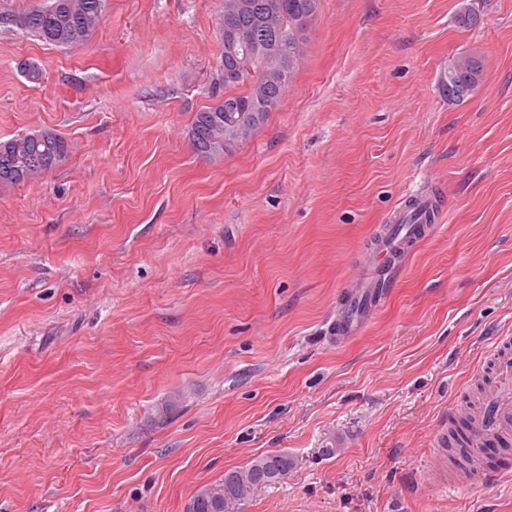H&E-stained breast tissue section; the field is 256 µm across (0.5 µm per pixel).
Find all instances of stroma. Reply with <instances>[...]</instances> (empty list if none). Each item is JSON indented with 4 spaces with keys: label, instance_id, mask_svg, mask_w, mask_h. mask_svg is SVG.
<instances>
[{
    "label": "stroma",
    "instance_id": "35a3bbf8",
    "mask_svg": "<svg viewBox=\"0 0 512 512\" xmlns=\"http://www.w3.org/2000/svg\"><path fill=\"white\" fill-rule=\"evenodd\" d=\"M0 0V140L69 156L0 185V512H186L283 450L231 512H512V478L443 486L437 438L493 336H512V0H319L279 107L217 157L224 0H105L57 48ZM485 66L448 103L457 56ZM39 65V83L21 68ZM441 223L364 331L330 324L389 210ZM166 423L156 412L172 395ZM292 467L288 452L273 450L260 454L243 467L225 471L218 485L197 488L186 512H228L229 503L237 504L254 489L279 482Z\"/></svg>",
    "mask_w": 512,
    "mask_h": 512
}]
</instances>
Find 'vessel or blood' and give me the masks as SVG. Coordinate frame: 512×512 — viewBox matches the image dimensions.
<instances>
[{
    "instance_id": "obj_1",
    "label": "vessel or blood",
    "mask_w": 512,
    "mask_h": 512,
    "mask_svg": "<svg viewBox=\"0 0 512 512\" xmlns=\"http://www.w3.org/2000/svg\"><path fill=\"white\" fill-rule=\"evenodd\" d=\"M441 209L434 195L422 192L391 209L387 224L366 252L369 274L351 280L347 303L336 313V334L341 338L358 335L369 322L379 297L380 283L386 282L396 264L425 239L432 224L438 223ZM490 356L498 360L495 383L482 394L470 415L481 434L512 439V336H497L487 345ZM469 459L456 470V477L473 484L487 479L481 449L468 451Z\"/></svg>"
}]
</instances>
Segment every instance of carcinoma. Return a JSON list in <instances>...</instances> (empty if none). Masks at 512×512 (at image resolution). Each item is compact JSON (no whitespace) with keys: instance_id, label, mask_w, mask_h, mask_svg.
Here are the masks:
<instances>
[{"instance_id":"1","label":"carcinoma","mask_w":512,"mask_h":512,"mask_svg":"<svg viewBox=\"0 0 512 512\" xmlns=\"http://www.w3.org/2000/svg\"><path fill=\"white\" fill-rule=\"evenodd\" d=\"M104 0H47L16 16L19 29L55 47H73L94 33ZM317 0H224V12L250 38L248 56H231L221 45L224 68L214 83L224 88L244 85L242 94H231L195 113L191 139L196 151L218 155L231 151L277 109L294 78L305 36H295L299 18L313 19ZM484 80V64L469 55L448 64L442 85L450 101H461ZM69 154L68 142L52 129H39L0 140V184H25L51 171ZM293 467L285 451L258 455L248 464L224 472L216 486L197 488L186 512H228V505L244 500L254 489L275 484Z\"/></svg>"}]
</instances>
